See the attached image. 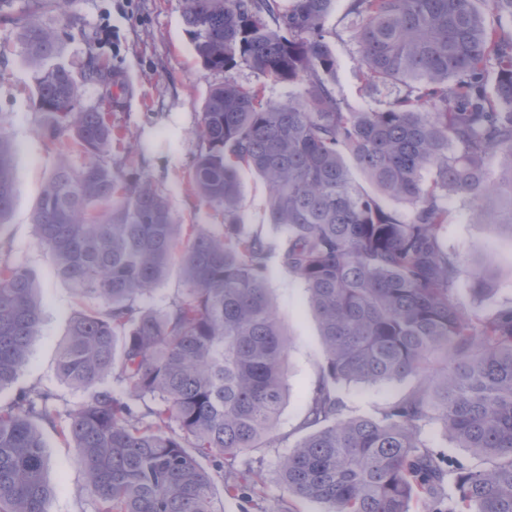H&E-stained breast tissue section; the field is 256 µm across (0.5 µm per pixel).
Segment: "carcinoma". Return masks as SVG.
<instances>
[{"label":"carcinoma","instance_id":"1","mask_svg":"<svg viewBox=\"0 0 512 512\" xmlns=\"http://www.w3.org/2000/svg\"><path fill=\"white\" fill-rule=\"evenodd\" d=\"M203 67L224 73L201 112L204 145L189 173L222 224H178L146 178L105 157L122 135L109 111L116 74L89 58L60 61L63 35L15 18L35 72L45 135L59 157L35 206L38 243L91 305L57 351L68 386L89 392L62 429L78 448L94 512H217L216 469L275 438L288 345L266 285L270 245L243 233L240 170L265 183L268 223L282 228V267L318 315L325 363L279 464L288 494L323 512H512V308L479 317L453 292L465 258L444 246L443 200L512 230V0H351L363 79L405 88L376 110L337 98L325 21L335 0H184ZM245 65L303 91L278 103L232 72ZM100 105L80 108V80ZM71 131L67 141L60 130ZM84 157L81 167L71 154ZM376 193L351 178L343 154ZM16 150L0 131V231L15 200ZM501 159L493 175L487 157ZM394 198L409 217L385 208ZM176 273L165 307L146 304ZM493 270L471 291L492 292ZM38 276L0 262V388L39 334ZM409 383L376 417H352L336 385ZM57 396L33 387L0 404V512H46L45 442ZM438 426L480 461L444 463L423 437Z\"/></svg>","mask_w":512,"mask_h":512}]
</instances>
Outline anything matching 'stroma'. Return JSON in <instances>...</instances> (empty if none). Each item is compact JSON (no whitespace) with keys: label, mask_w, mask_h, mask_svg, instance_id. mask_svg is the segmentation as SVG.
<instances>
[{"label":"stroma","mask_w":512,"mask_h":512,"mask_svg":"<svg viewBox=\"0 0 512 512\" xmlns=\"http://www.w3.org/2000/svg\"><path fill=\"white\" fill-rule=\"evenodd\" d=\"M349 0H335L325 27L336 55L335 92L350 110L379 108L390 97L387 89L365 85L360 54L347 14ZM184 0H74L70 26L52 0H15L14 17H26L65 32L64 63L84 68L88 54L98 64L118 72L129 89L119 107L110 112L114 128L125 133L136 148L112 151L114 171H135L149 179L170 201L173 216L181 224H218L221 216L195 193L188 174L200 149L194 131L212 87L223 81L221 73L205 69L195 58L183 25ZM111 26L115 43L102 40L103 26ZM17 28L0 19V130L18 148L16 196L8 224L0 230V259L34 270L39 277L43 321L29 359L10 385L0 389V403L33 387L51 390L59 409L84 402L83 391L62 382L57 373V345L65 336L70 316L81 307L72 288L55 273L49 252L36 240L32 210L45 180L57 162L43 135L46 113L35 104L34 72L16 47ZM245 229L274 245L268 266L267 286L290 348L287 359L288 396L279 417L277 438L269 447L247 451L235 466L251 483L244 495L218 493L219 512H323L321 504L288 495L278 480V460L300 437L297 427L307 392L321 374L324 363L319 323L302 283L285 272L278 253L284 236L267 222V191L253 172L240 173ZM448 224L443 240L449 250L466 255L470 263L460 275L455 298L466 312L489 316L512 306V230L475 220L466 200L446 199ZM491 266L498 285L478 298L468 290L474 265ZM406 383L388 386L343 385L339 395L352 416H375L387 403L403 394ZM41 424L46 443V478L54 494L46 512H93L76 464L77 450L64 439L61 428Z\"/></svg>","instance_id":"35a3bbf8"}]
</instances>
